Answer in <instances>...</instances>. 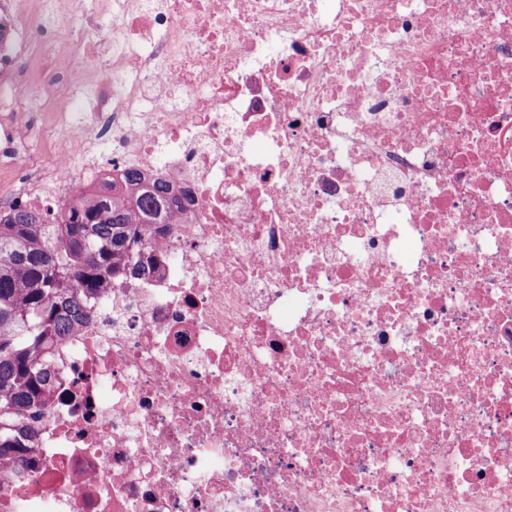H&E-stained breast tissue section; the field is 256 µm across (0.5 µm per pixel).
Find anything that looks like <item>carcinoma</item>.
I'll list each match as a JSON object with an SVG mask.
<instances>
[{
  "mask_svg": "<svg viewBox=\"0 0 512 512\" xmlns=\"http://www.w3.org/2000/svg\"><path fill=\"white\" fill-rule=\"evenodd\" d=\"M107 188L66 199L58 224L19 205L0 210L1 474L26 462L29 423L47 414L52 349L91 314L101 288L155 267L144 252L151 226L178 223L159 178L128 169Z\"/></svg>",
  "mask_w": 512,
  "mask_h": 512,
  "instance_id": "1",
  "label": "carcinoma"
}]
</instances>
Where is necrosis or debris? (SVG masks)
<instances>
[{"label": "necrosis or debris", "instance_id": "necrosis-or-debris-1", "mask_svg": "<svg viewBox=\"0 0 512 512\" xmlns=\"http://www.w3.org/2000/svg\"><path fill=\"white\" fill-rule=\"evenodd\" d=\"M129 168L0 512H512V0H0V203Z\"/></svg>", "mask_w": 512, "mask_h": 512}]
</instances>
